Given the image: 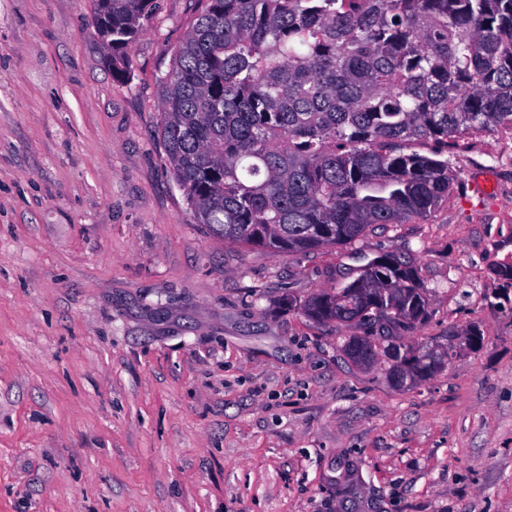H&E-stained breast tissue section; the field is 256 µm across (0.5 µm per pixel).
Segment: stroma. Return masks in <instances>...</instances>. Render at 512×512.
I'll return each mask as SVG.
<instances>
[{
	"label": "stroma",
	"mask_w": 512,
	"mask_h": 512,
	"mask_svg": "<svg viewBox=\"0 0 512 512\" xmlns=\"http://www.w3.org/2000/svg\"><path fill=\"white\" fill-rule=\"evenodd\" d=\"M202 0L113 80L93 0H0V512H512V132L462 134L431 216L286 255L194 223L159 81ZM403 251L429 289L395 387L285 299Z\"/></svg>",
	"instance_id": "stroma-1"
}]
</instances>
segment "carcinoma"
<instances>
[{"mask_svg": "<svg viewBox=\"0 0 512 512\" xmlns=\"http://www.w3.org/2000/svg\"><path fill=\"white\" fill-rule=\"evenodd\" d=\"M204 2L159 85V137L193 220L226 242L304 254L424 219L453 192L455 138L512 130V0ZM153 4L94 0L117 82ZM360 288L396 289L381 316L408 331L431 316L415 260L376 256L299 303L358 331L352 361L379 350Z\"/></svg>", "mask_w": 512, "mask_h": 512, "instance_id": "carcinoma-1", "label": "carcinoma"}]
</instances>
